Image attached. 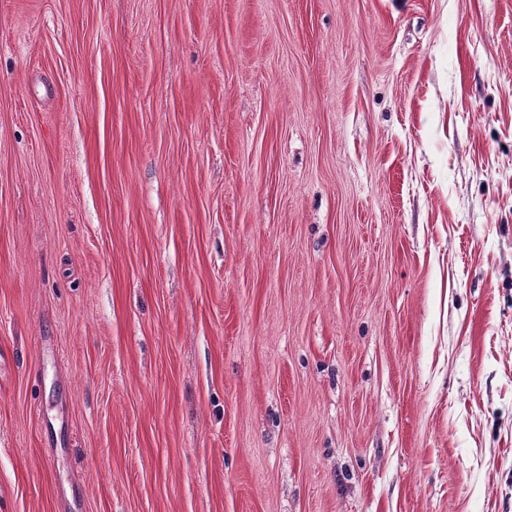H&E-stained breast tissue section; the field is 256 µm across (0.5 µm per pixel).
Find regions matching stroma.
I'll use <instances>...</instances> for the list:
<instances>
[{
  "label": "stroma",
  "mask_w": 512,
  "mask_h": 512,
  "mask_svg": "<svg viewBox=\"0 0 512 512\" xmlns=\"http://www.w3.org/2000/svg\"><path fill=\"white\" fill-rule=\"evenodd\" d=\"M0 512H512V0H0Z\"/></svg>",
  "instance_id": "35a3bbf8"
}]
</instances>
